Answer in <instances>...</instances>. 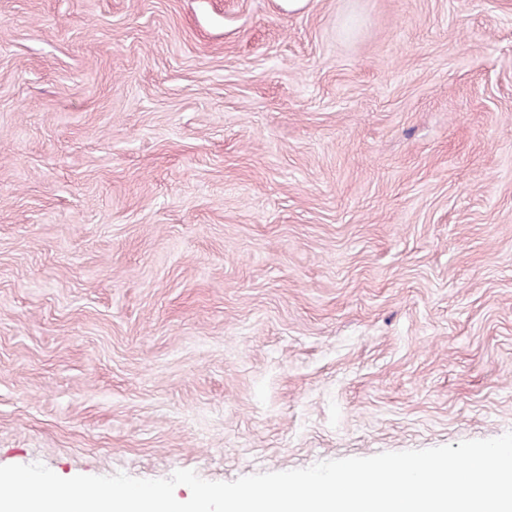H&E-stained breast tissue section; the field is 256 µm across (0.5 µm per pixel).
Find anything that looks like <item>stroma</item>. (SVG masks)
Returning <instances> with one entry per match:
<instances>
[{"instance_id":"35a3bbf8","label":"stroma","mask_w":512,"mask_h":512,"mask_svg":"<svg viewBox=\"0 0 512 512\" xmlns=\"http://www.w3.org/2000/svg\"><path fill=\"white\" fill-rule=\"evenodd\" d=\"M509 431L512 0H0V466Z\"/></svg>"}]
</instances>
